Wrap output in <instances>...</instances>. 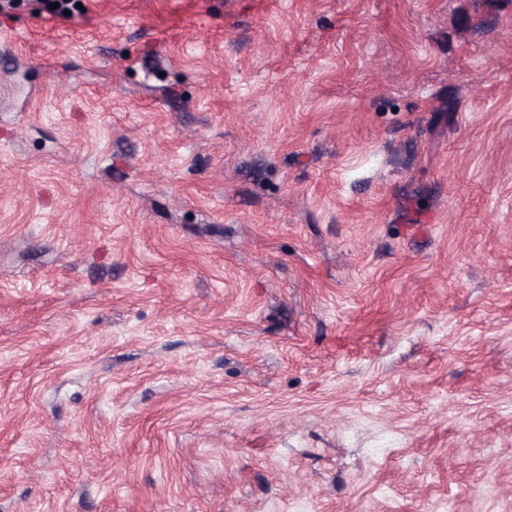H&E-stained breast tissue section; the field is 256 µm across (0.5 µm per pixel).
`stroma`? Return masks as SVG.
<instances>
[{"label": "stroma", "mask_w": 512, "mask_h": 512, "mask_svg": "<svg viewBox=\"0 0 512 512\" xmlns=\"http://www.w3.org/2000/svg\"><path fill=\"white\" fill-rule=\"evenodd\" d=\"M0 9V512H512V0Z\"/></svg>", "instance_id": "35a3bbf8"}]
</instances>
